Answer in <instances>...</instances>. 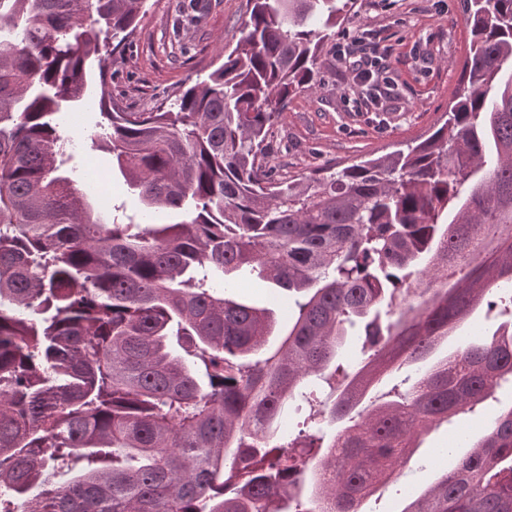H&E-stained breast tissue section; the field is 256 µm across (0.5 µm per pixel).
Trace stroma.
Returning a JSON list of instances; mask_svg holds the SVG:
<instances>
[{"mask_svg":"<svg viewBox=\"0 0 512 512\" xmlns=\"http://www.w3.org/2000/svg\"><path fill=\"white\" fill-rule=\"evenodd\" d=\"M251 7L252 0H146L135 34L107 60L104 82L91 83V99L130 112L172 102L223 63ZM359 30L365 33L360 50L389 54L398 75L393 101L380 107L358 96L351 74L336 58L337 43L349 42ZM466 43L458 0H357L354 15L324 47L315 88L292 96L272 128L266 149L272 177H319L425 139L446 119ZM97 119L94 110L82 108L68 115L66 129L81 142L84 159L108 176L112 157L90 140ZM238 293L248 304L272 308L276 327L270 343L279 345L288 333L287 293L256 278L242 283ZM511 402L512 387H502L453 424L424 435L410 461L372 497L373 512H400L414 488L463 455L457 434L478 437Z\"/></svg>","mask_w":512,"mask_h":512,"instance_id":"35a3bbf8","label":"stroma"}]
</instances>
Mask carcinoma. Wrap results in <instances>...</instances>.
Here are the masks:
<instances>
[{
	"instance_id": "obj_1",
	"label": "carcinoma",
	"mask_w": 512,
	"mask_h": 512,
	"mask_svg": "<svg viewBox=\"0 0 512 512\" xmlns=\"http://www.w3.org/2000/svg\"><path fill=\"white\" fill-rule=\"evenodd\" d=\"M145 2L0 0V512H368L422 435L512 381V329L424 365L512 303V0H459L430 136L290 181L265 142L354 2L253 0L174 103L99 101L93 146L140 202L120 216L62 117ZM247 273L304 296L270 354V309L227 290ZM400 512H512V405Z\"/></svg>"
}]
</instances>
